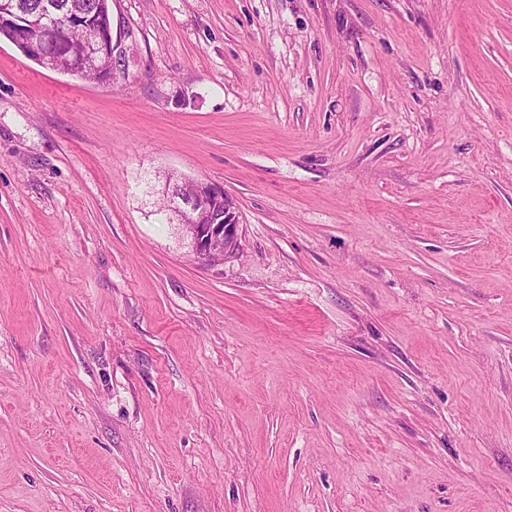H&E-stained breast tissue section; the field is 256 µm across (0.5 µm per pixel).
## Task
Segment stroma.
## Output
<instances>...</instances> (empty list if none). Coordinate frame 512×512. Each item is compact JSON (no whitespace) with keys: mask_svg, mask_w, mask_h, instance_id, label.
<instances>
[{"mask_svg":"<svg viewBox=\"0 0 512 512\" xmlns=\"http://www.w3.org/2000/svg\"><path fill=\"white\" fill-rule=\"evenodd\" d=\"M111 8L0 40V512H512V0ZM0 28L13 30L20 45H24L28 56L41 67L57 71L58 62L48 55L46 42L52 38L54 29H50L43 17L27 20L11 5V0H0ZM18 1L24 15L45 14L54 28L60 31L61 39L49 43L54 53L71 59L74 68L69 67L68 60L60 59V68L69 70L70 76L86 81L100 80V70L89 65L81 69L86 62L100 26V14L97 12L103 0H15ZM84 15L82 24L72 23L71 17ZM102 19V18H101ZM65 21H68L66 23ZM80 68V69H79ZM107 34H108L107 40H98L97 39L95 41L96 45L94 46L93 63L96 60L98 61V60H101L104 58H112L115 60L116 59V57L114 55L115 50H116L117 54H120V50H122L121 36L120 35H119V37L116 36V38L114 40L113 35H112V27L109 22L107 23ZM122 54H123V52H122ZM123 57H125V54H123ZM123 57L120 56L118 61L115 60L116 67H117L116 74L114 76H112V74H108V73L103 75V77L101 79V83L110 82L111 80L115 81V80H117V78L125 76L124 69L122 68L125 66V64H122ZM169 207L190 236L194 258L218 266L239 248V215L224 187L198 179L168 187ZM171 209V210H172Z\"/></svg>","mask_w":512,"mask_h":512,"instance_id":"1","label":"stroma"}]
</instances>
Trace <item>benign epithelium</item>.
<instances>
[{
    "label": "benign epithelium",
    "instance_id": "1",
    "mask_svg": "<svg viewBox=\"0 0 512 512\" xmlns=\"http://www.w3.org/2000/svg\"><path fill=\"white\" fill-rule=\"evenodd\" d=\"M0 28L13 30L17 42L24 46L25 55L41 67L57 70L58 62L48 55L46 42L52 29L39 17L27 20L11 5L0 0ZM108 39L96 41L93 60L115 58L122 50L121 38L113 37L107 27ZM169 204L176 210L180 224L190 236L194 258L207 265L218 266L239 248V215L232 198L224 187L198 179L175 183L168 190Z\"/></svg>",
    "mask_w": 512,
    "mask_h": 512
}]
</instances>
